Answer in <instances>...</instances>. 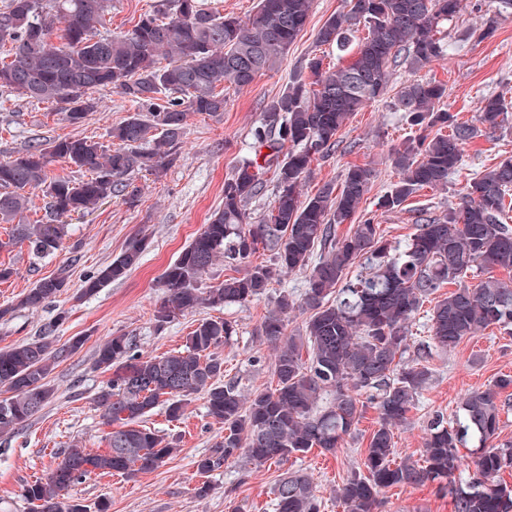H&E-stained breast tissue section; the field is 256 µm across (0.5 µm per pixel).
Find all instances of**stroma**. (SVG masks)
I'll use <instances>...</instances> for the list:
<instances>
[{
    "label": "stroma",
    "mask_w": 512,
    "mask_h": 512,
    "mask_svg": "<svg viewBox=\"0 0 512 512\" xmlns=\"http://www.w3.org/2000/svg\"><path fill=\"white\" fill-rule=\"evenodd\" d=\"M349 9L348 0H312L307 24L278 71L258 76L243 91L228 88L222 114H190L177 158L160 175H132L128 182L139 191L136 203L112 197L94 212L66 217L61 247L47 256H34L28 245L11 242L12 227L0 224V265L11 268L0 280V348L38 336H50L55 346L75 344L60 359L49 381L54 396L25 426L0 435V512H30L22 496L27 484L45 477L61 451L71 445L100 453L107 446L108 425L94 398L108 376L96 369V352L112 336L134 337L136 352L154 357L183 350L199 320L218 316L231 321L236 334L220 347L225 377H239L245 391L274 387L273 356L260 337L261 324L281 295L301 298L307 288L304 273L276 278L266 294L244 305L215 310L201 306L156 328L154 311L164 297L160 279L211 215L224 202V181L234 175L247 153L252 129L261 118L264 102L281 92L289 80L310 77L312 58L336 64L334 47L319 44L317 34L326 20ZM495 17L487 28V17ZM450 51L418 71L397 66L386 95L356 112L339 134L335 152L315 157L304 191L341 185L353 166L370 173L368 192L352 218L372 220L387 239L402 243L415 231L417 220L439 217L457 203L473 174L512 157V123L464 145L461 166L444 189L425 188L398 208L385 210L379 201L397 180L390 153L415 131L394 112L391 102L404 83L423 79L446 84L448 96L441 110L456 121L476 123L485 97L498 95L512 102V13L500 11L497 0H482L481 11L464 8L443 26ZM98 108L82 123L70 124L49 103L29 102L17 94L0 92V157L30 146L65 137H82L109 144V129L133 114L134 105L112 90L97 94ZM147 236L148 246L138 267L96 295L81 297L84 281L118 256L130 239ZM60 277L62 291L37 309L19 307L21 296L44 278ZM432 377L417 405L394 430L400 455L420 458L424 424L430 414L451 415L467 393L488 388L501 375H512V335L487 330L464 340L454 350L434 352ZM377 412L366 407L357 431L336 453L312 450L288 460L286 467L309 474L322 499L321 512H344L335 490L361 471L369 436L377 427ZM145 424L177 440L176 452L151 473L126 477L90 474L67 495L86 512L108 504L109 512H273L272 489L283 468H254L228 463L200 475L195 462L219 441L220 426L208 416L204 395H193L179 419L157 406ZM207 494H198L201 485ZM377 512H453L446 489L436 483L398 485L385 489Z\"/></svg>",
    "instance_id": "obj_1"
}]
</instances>
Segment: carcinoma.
Instances as JSON below:
<instances>
[{"label":"carcinoma","instance_id":"1","mask_svg":"<svg viewBox=\"0 0 512 512\" xmlns=\"http://www.w3.org/2000/svg\"><path fill=\"white\" fill-rule=\"evenodd\" d=\"M462 0H350V9L330 17L317 34L322 45L349 49L355 29L367 36L350 62L323 70L312 59L314 81L294 80L263 107L251 134L248 155L224 180V204L181 250L162 275L165 296L155 310L156 327L201 305L222 308L264 295L274 276L302 271L308 287L298 302L280 296L261 325V339L275 352V387L244 394L235 379L224 380L218 349L235 333L221 318H205L186 338L185 348L163 356L136 355L130 336L111 337L97 351L96 367L112 376L95 402L118 429L108 448L90 453L65 449L43 480L25 486L24 499L36 512H85L61 497L92 472L134 477L161 467L177 443L143 425V418L166 404L179 418L189 397L206 395L208 415L224 429L209 453L196 460L208 474L239 458L256 467L281 465L314 448L334 453L353 435L362 415L359 395L369 394L378 427L366 449L367 474L355 473L338 487L345 512H375L382 489L403 484L448 482L454 512H512V488L498 480L512 470V443L497 446L501 414L512 409V376L473 391L452 417L436 413L425 425L420 460L396 459L394 428L406 418L429 383L426 362L433 349L450 351L491 326L512 331V280L488 277L465 282L476 269L512 271V225L504 199L512 191V158L486 169L467 184L448 213L424 220L403 245H392L380 225L366 219L344 233L368 191L370 173L354 166L341 188L327 184L313 195L301 186L315 156L338 145V135L354 112L383 97L393 68L412 67L445 55L444 23L461 10ZM311 0H258L242 20L222 15L203 0H159L132 28L112 35L103 30L112 0H0V90L37 103L55 104L71 124L97 107L94 94L115 90L136 105L133 115L112 127L111 146L69 137L37 144L0 158V223L32 253L48 254L63 241L64 225L54 218L85 214L127 189L124 177L158 174L177 154L187 114L224 111V83L242 91L282 66L290 46L304 30ZM448 97L442 83L414 79L404 85L394 108L405 121L443 134L409 139L392 155L398 181L379 201L387 210L402 205L423 187L443 188L462 160V147L483 131L509 123V104L500 96L484 99L478 124L456 123L439 109ZM63 161L89 176L80 181L50 176ZM273 201L259 223L249 221L248 202L267 188ZM48 198L49 221L19 219L30 192ZM274 250L270 265H251L258 247ZM147 248L144 237L84 282L81 296H93L123 279ZM243 267L237 277L201 290L216 261ZM364 264L365 273L350 276ZM446 284L456 288L430 309V342L410 363L399 358L410 348L412 319ZM64 279L43 278L20 300L36 309L57 296ZM294 309L310 312L305 337L286 333ZM45 336L0 349V434L23 427L51 400L48 377L68 351ZM309 345L303 360L301 349ZM474 456L472 473L461 475L460 449ZM274 512H320L310 476L285 473L276 484Z\"/></svg>","mask_w":512,"mask_h":512}]
</instances>
